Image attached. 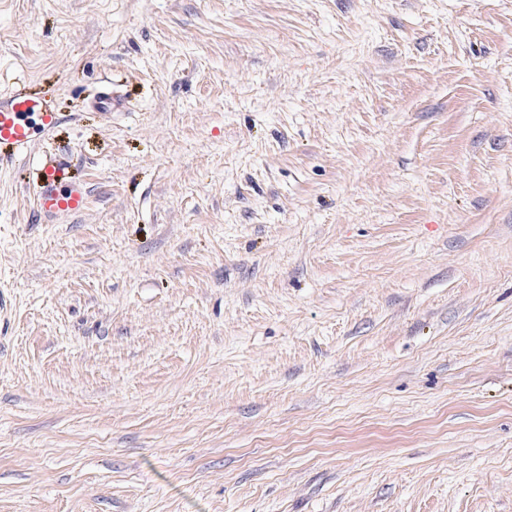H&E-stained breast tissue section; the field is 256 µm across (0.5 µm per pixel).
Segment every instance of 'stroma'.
Instances as JSON below:
<instances>
[{"label": "stroma", "instance_id": "35a3bbf8", "mask_svg": "<svg viewBox=\"0 0 512 512\" xmlns=\"http://www.w3.org/2000/svg\"><path fill=\"white\" fill-rule=\"evenodd\" d=\"M20 91L0 512H512V0H0ZM60 123L59 112L21 93L0 103V154L2 149L14 153L26 151L41 134ZM37 211L44 217L84 213L89 194L84 182L73 176L65 162L46 158L37 173Z\"/></svg>", "mask_w": 512, "mask_h": 512}]
</instances>
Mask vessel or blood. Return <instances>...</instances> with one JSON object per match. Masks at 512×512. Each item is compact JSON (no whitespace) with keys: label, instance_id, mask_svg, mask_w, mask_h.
<instances>
[{"label":"vessel or blood","instance_id":"b4317fda","mask_svg":"<svg viewBox=\"0 0 512 512\" xmlns=\"http://www.w3.org/2000/svg\"><path fill=\"white\" fill-rule=\"evenodd\" d=\"M59 123L60 116L53 108L25 95H15L0 103V150L24 152ZM37 185V210L43 216H75L88 208L87 187L71 174L65 162L44 160L38 169Z\"/></svg>","mask_w":512,"mask_h":512}]
</instances>
